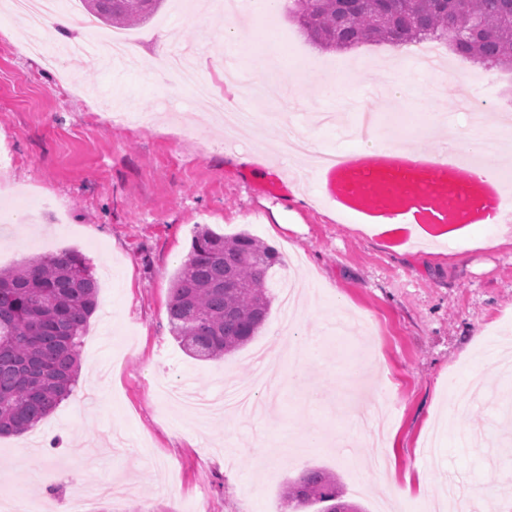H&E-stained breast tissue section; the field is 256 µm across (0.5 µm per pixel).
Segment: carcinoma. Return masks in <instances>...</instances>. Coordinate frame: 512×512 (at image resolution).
Returning a JSON list of instances; mask_svg holds the SVG:
<instances>
[{
    "label": "carcinoma",
    "instance_id": "obj_1",
    "mask_svg": "<svg viewBox=\"0 0 512 512\" xmlns=\"http://www.w3.org/2000/svg\"><path fill=\"white\" fill-rule=\"evenodd\" d=\"M112 27L150 19L163 0H80ZM291 0L289 13L314 43L348 49L369 42L412 44L426 34L451 41L454 51L485 67L512 69V0ZM279 254L246 232L224 236L202 229L174 277L168 319L173 336L197 360H217L250 343L266 321L272 295L269 270ZM99 307V283L78 250L0 269V435L34 429L72 392L79 352ZM298 510L363 512L344 500L335 474L305 471L283 491Z\"/></svg>",
    "mask_w": 512,
    "mask_h": 512
}]
</instances>
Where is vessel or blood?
<instances>
[{
  "instance_id": "b4317fda",
  "label": "vessel or blood",
  "mask_w": 512,
  "mask_h": 512,
  "mask_svg": "<svg viewBox=\"0 0 512 512\" xmlns=\"http://www.w3.org/2000/svg\"><path fill=\"white\" fill-rule=\"evenodd\" d=\"M322 199L356 224H445L471 230L499 223L505 188L461 156L393 146L350 151L317 172Z\"/></svg>"
}]
</instances>
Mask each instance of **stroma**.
Returning <instances> with one entry per match:
<instances>
[{
    "label": "stroma",
    "mask_w": 512,
    "mask_h": 512,
    "mask_svg": "<svg viewBox=\"0 0 512 512\" xmlns=\"http://www.w3.org/2000/svg\"><path fill=\"white\" fill-rule=\"evenodd\" d=\"M229 22L252 29L254 56L239 61L241 70L268 65L267 35L275 30L297 44L289 70L346 64L348 97L320 98L314 80L289 83L287 97L264 103L228 93L231 108L278 112L282 121L256 123L225 142L204 121L209 101L174 77L154 78L153 69L159 46L190 48L206 79H222ZM128 33L138 43L136 68L95 70L70 57L72 87L22 54L26 31L0 7V150L13 156L0 168L7 186L0 209L15 216L0 222V267L75 249L99 281L73 392L34 432L0 438V489L43 501V512H66L81 490L112 482L127 492L102 500L98 512H291L282 499L286 483L321 467L339 477L348 501L389 512L395 498L424 502L422 475L439 491L451 483L464 491L502 486L512 384L498 351L512 346V243L494 244L490 228L483 240L447 245L408 241L399 229L375 234L321 204L317 181L275 173L284 161L273 144L286 131H311L327 151L357 147L336 127L319 125L322 112L352 124L370 112L395 141L441 149L427 115L409 97L392 102L378 83L391 68L411 93L425 85V73L385 44H365L358 54L313 45L289 19L286 0L261 19L252 0L235 9L211 0L191 19L165 0ZM363 55L374 60L366 70L358 66ZM445 65L454 77L436 109L451 117L464 152L471 119L459 94L476 69L450 50ZM108 97L115 110L150 112L155 122L113 127L103 112ZM253 151L256 162L243 163ZM281 207L290 215L280 224L274 212ZM205 227L246 232L283 258L298 257L296 274L284 262L269 272L292 276L297 289L294 358L304 357L310 340L326 343L336 322L350 325L359 360L332 354L306 366L318 407L285 383L265 421L244 414L207 420L164 396L168 384L212 396L245 383L252 354L275 356L284 327L276 297L244 348L214 362L182 351L168 323L171 285ZM474 380L472 406L450 419L449 384ZM354 401L385 407L380 445L355 435L349 447L331 446L349 430L344 412Z\"/></svg>",
    "instance_id": "obj_1"
}]
</instances>
